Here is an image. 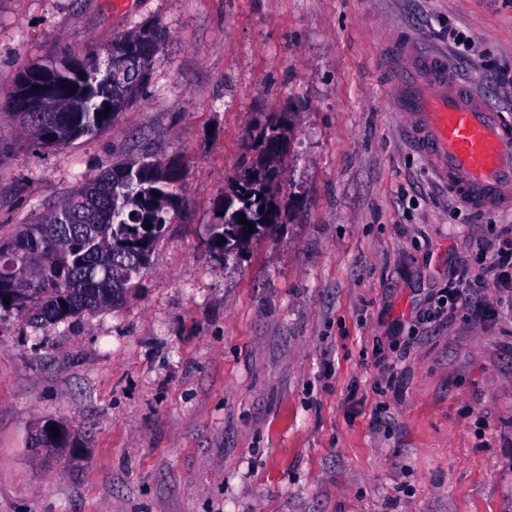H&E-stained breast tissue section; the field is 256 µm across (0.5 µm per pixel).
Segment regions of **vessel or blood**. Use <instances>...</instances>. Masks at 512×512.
Wrapping results in <instances>:
<instances>
[{
    "label": "vessel or blood",
    "mask_w": 512,
    "mask_h": 512,
    "mask_svg": "<svg viewBox=\"0 0 512 512\" xmlns=\"http://www.w3.org/2000/svg\"><path fill=\"white\" fill-rule=\"evenodd\" d=\"M388 66V98L408 118L412 143L435 177L472 210L511 205L512 120L474 83L456 79L445 51L413 37L394 44Z\"/></svg>",
    "instance_id": "obj_1"
}]
</instances>
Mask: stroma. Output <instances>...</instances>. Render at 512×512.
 I'll list each match as a JSON object with an SVG mask.
<instances>
[{"mask_svg": "<svg viewBox=\"0 0 512 512\" xmlns=\"http://www.w3.org/2000/svg\"><path fill=\"white\" fill-rule=\"evenodd\" d=\"M148 24L167 41L111 128L40 151L0 112V242L147 150L187 195L134 297L55 325L0 309V512H512V302L425 318L512 211L434 177L380 56L403 32L447 49L512 119V0H0V97ZM272 116L281 222L222 258L216 204ZM49 419L63 443L36 451Z\"/></svg>", "mask_w": 512, "mask_h": 512, "instance_id": "1", "label": "stroma"}]
</instances>
